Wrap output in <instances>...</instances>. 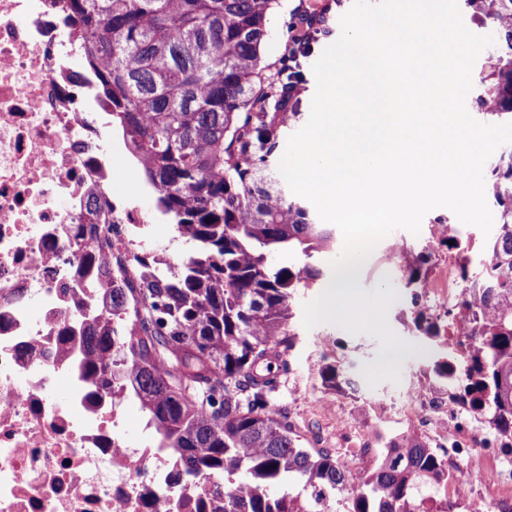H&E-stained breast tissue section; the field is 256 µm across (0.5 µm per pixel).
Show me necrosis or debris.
Masks as SVG:
<instances>
[{
	"instance_id": "4bbe7bcc",
	"label": "necrosis or debris",
	"mask_w": 512,
	"mask_h": 512,
	"mask_svg": "<svg viewBox=\"0 0 512 512\" xmlns=\"http://www.w3.org/2000/svg\"><path fill=\"white\" fill-rule=\"evenodd\" d=\"M68 0H0V512H224L223 471L188 478L177 453L130 435L126 397L96 389L80 342L88 279L124 284V270L87 267L103 239L127 268L150 224L112 194L121 169L108 106L65 20ZM109 221L97 219L93 200ZM421 285L441 335L464 336L447 310L464 282L456 237ZM415 420L460 458L468 422L443 396L420 395Z\"/></svg>"
}]
</instances>
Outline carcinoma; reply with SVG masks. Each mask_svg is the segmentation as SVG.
I'll return each instance as SVG.
<instances>
[{
    "instance_id": "1",
    "label": "carcinoma",
    "mask_w": 512,
    "mask_h": 512,
    "mask_svg": "<svg viewBox=\"0 0 512 512\" xmlns=\"http://www.w3.org/2000/svg\"><path fill=\"white\" fill-rule=\"evenodd\" d=\"M505 24L493 59L496 115L512 119V0H468ZM278 0H69V26L112 112V124L156 189V209L191 246L174 264L138 261L135 282L98 284L86 317V366L101 389L119 387L148 413L190 474L234 480L224 512H448L430 506L448 463L414 438L384 449L355 483L326 449L300 448L270 407L291 341L294 292L327 271L333 230L288 198L272 164L285 125L271 111L262 52ZM500 223L488 267L465 289L460 320L471 346L436 364L454 396L512 437V152L491 171ZM274 252L301 268L273 267Z\"/></svg>"
}]
</instances>
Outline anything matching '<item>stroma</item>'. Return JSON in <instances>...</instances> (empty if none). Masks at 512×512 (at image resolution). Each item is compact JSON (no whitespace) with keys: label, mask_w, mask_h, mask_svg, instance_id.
<instances>
[{"label":"stroma","mask_w":512,"mask_h":512,"mask_svg":"<svg viewBox=\"0 0 512 512\" xmlns=\"http://www.w3.org/2000/svg\"><path fill=\"white\" fill-rule=\"evenodd\" d=\"M315 0H279L269 24V36L264 48L265 75L278 81L288 44L294 34L297 14L314 6ZM459 9L466 28L474 34L490 35L494 44L482 51L472 69V88L466 97L470 115L484 124H498L488 103L487 89L495 82L488 61L496 50L505 46L499 29L487 16L474 13L466 0H459ZM115 151L125 169L122 181L112 186L113 195L155 213V197L150 191L142 168L127 153L121 135L113 137ZM457 217L449 209L436 208L423 218L419 234L398 229L382 239L367 258L360 285L373 290L381 278H388L399 298L391 306L388 322L392 330L412 350L400 352L402 361L399 383L383 382L369 386L361 369L378 358L379 342L367 334L352 335L343 329L321 324L305 328L303 305L320 293L319 288H300L294 294L293 317L289 324L291 346L286 355L288 372L278 379L273 403L288 418L298 444L307 449H329L347 471L358 480L367 476L377 465L382 449L403 437L414 436L432 443L430 430L416 424L409 413L413 398L419 392H447L446 382L434 370L435 361L445 357L444 340L428 338L419 330L417 289L407 285V272L399 258L391 256L392 242L406 243L422 250L431 236L434 224H456ZM338 369L335 382H328L325 365ZM497 458L478 451L464 462H449L450 484L468 485L472 498L493 504L506 495V488L496 480Z\"/></svg>","instance_id":"stroma-1"}]
</instances>
